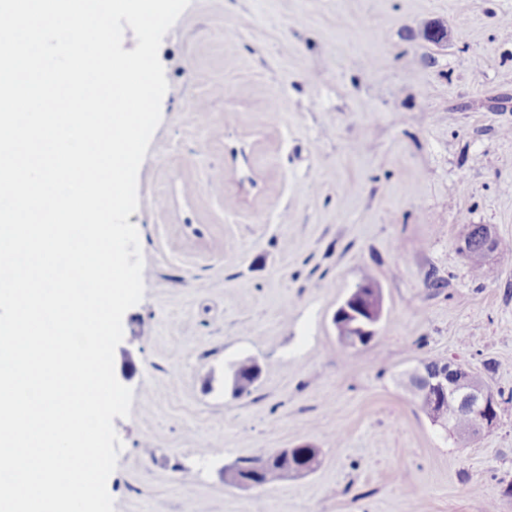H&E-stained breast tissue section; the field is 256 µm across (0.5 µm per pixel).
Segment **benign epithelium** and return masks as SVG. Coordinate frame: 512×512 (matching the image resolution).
Segmentation results:
<instances>
[{
    "label": "benign epithelium",
    "mask_w": 512,
    "mask_h": 512,
    "mask_svg": "<svg viewBox=\"0 0 512 512\" xmlns=\"http://www.w3.org/2000/svg\"><path fill=\"white\" fill-rule=\"evenodd\" d=\"M382 310V293L375 284L365 282L355 288L336 309L340 344L348 349L362 345L366 334L374 332L373 326L380 322ZM430 387L440 410H445V405L451 401L465 408L473 418L470 429L457 433L459 438L474 439L497 424V395L489 386L477 380L468 365L448 360V367L439 368L430 379ZM314 468L315 458L305 452L300 456V463H291L285 475H302Z\"/></svg>",
    "instance_id": "1"
}]
</instances>
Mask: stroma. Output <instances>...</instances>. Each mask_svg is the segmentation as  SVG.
<instances>
[{
    "label": "stroma",
    "mask_w": 512,
    "mask_h": 512,
    "mask_svg": "<svg viewBox=\"0 0 512 512\" xmlns=\"http://www.w3.org/2000/svg\"><path fill=\"white\" fill-rule=\"evenodd\" d=\"M159 59L115 512H512V402L464 444L404 385L456 359L512 392V264L458 251L473 224L512 241V0H190ZM365 281L383 315L345 351ZM304 443L314 472L230 483ZM379 289L371 282L362 283L336 309L333 320L336 317L341 321L336 328L342 346L348 349L357 348L363 345L366 334L372 333L371 337H374L372 327L380 322L383 310V298ZM365 324L370 327L367 328ZM234 375L236 382V395L242 396L244 394H250L251 388L257 380L254 361L246 360L238 363L234 368ZM234 375L232 376V390L234 387Z\"/></svg>",
    "instance_id": "stroma-1"
}]
</instances>
